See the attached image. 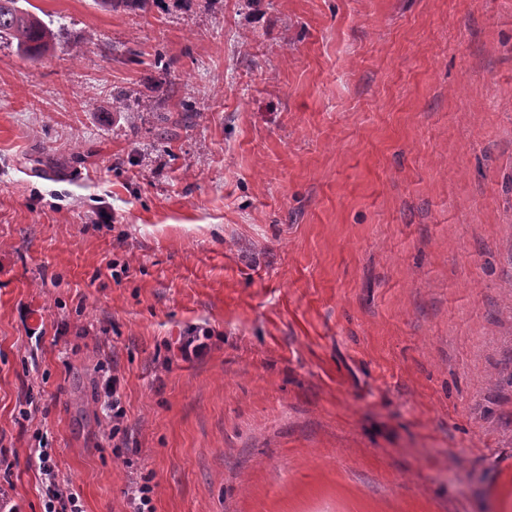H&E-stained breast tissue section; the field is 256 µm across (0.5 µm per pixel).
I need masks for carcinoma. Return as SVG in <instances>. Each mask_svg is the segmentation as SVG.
<instances>
[{
	"label": "carcinoma",
	"mask_w": 512,
	"mask_h": 512,
	"mask_svg": "<svg viewBox=\"0 0 512 512\" xmlns=\"http://www.w3.org/2000/svg\"><path fill=\"white\" fill-rule=\"evenodd\" d=\"M18 3L19 0H0V38H12L24 56L39 59L51 48V32L39 15Z\"/></svg>",
	"instance_id": "carcinoma-1"
}]
</instances>
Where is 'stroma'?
<instances>
[{"instance_id": "obj_1", "label": "stroma", "mask_w": 512, "mask_h": 512, "mask_svg": "<svg viewBox=\"0 0 512 512\" xmlns=\"http://www.w3.org/2000/svg\"><path fill=\"white\" fill-rule=\"evenodd\" d=\"M28 5L0 503L45 449L84 512H512V0ZM208 339V335L202 334L201 336H183L175 342V351L173 350L174 357L180 358L183 361H189L193 358H198L208 344L204 341ZM119 377L115 374H112V379L106 381L104 393L105 397L108 398L106 407L112 409V415H110V421L112 422V434L118 433L121 429H123V423L125 419V411L119 405V394H118V385ZM112 397V406L109 402V398ZM153 487L148 481L140 483L139 481L131 482L125 491L126 506L129 512H155L152 505Z\"/></svg>"}]
</instances>
